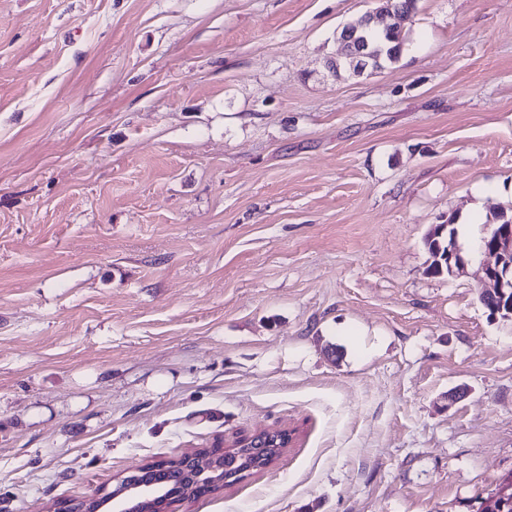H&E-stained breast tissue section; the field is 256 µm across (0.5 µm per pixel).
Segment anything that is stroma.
I'll return each mask as SVG.
<instances>
[{"instance_id":"35a3bbf8","label":"stroma","mask_w":512,"mask_h":512,"mask_svg":"<svg viewBox=\"0 0 512 512\" xmlns=\"http://www.w3.org/2000/svg\"><path fill=\"white\" fill-rule=\"evenodd\" d=\"M0 0V512L265 430L168 512H483L512 478V0ZM457 217L464 272L428 274ZM466 395L449 402L448 394ZM395 10L400 13V22L396 24L392 30L385 33V29L391 27V25L397 22L396 12L391 5L392 2L389 0H381L382 6L378 7L375 12L369 13L365 16L362 26L366 28L378 27V21H383V28L370 30L365 28H348L349 31L354 34L358 39L369 44L371 50L379 55V63L375 69L381 68L384 63L396 62L400 56V44L402 43V24L405 22L411 14L412 2L414 0H391ZM389 4V6H388ZM384 10V11H382ZM390 49H395L394 51ZM494 226L490 235L481 241V253L493 262L484 264L480 298L490 316L512 319V220Z\"/></svg>"}]
</instances>
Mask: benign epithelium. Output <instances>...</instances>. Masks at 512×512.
<instances>
[{"label": "benign epithelium", "instance_id": "benign-epithelium-1", "mask_svg": "<svg viewBox=\"0 0 512 512\" xmlns=\"http://www.w3.org/2000/svg\"><path fill=\"white\" fill-rule=\"evenodd\" d=\"M380 20L385 29L397 22L396 12L387 0H381V6L365 16L362 26L376 28ZM341 41L352 66L365 70L368 60L365 48L344 37ZM481 253L493 262L484 264L480 298L490 316L512 319V221L495 224L490 235L483 239ZM289 440L290 434L286 431H264L259 439L254 435L239 439L215 455L192 452L174 459L172 465L167 460L148 463L134 474L119 479L112 490L103 491L93 499L61 502L55 512H156L164 504L181 498V492L188 493L197 485L216 489L240 481L249 472L241 466L247 455L246 449L265 452L271 448L282 449L288 446ZM150 467L156 471L173 472L187 488L179 490L172 479L145 480Z\"/></svg>", "mask_w": 512, "mask_h": 512}]
</instances>
